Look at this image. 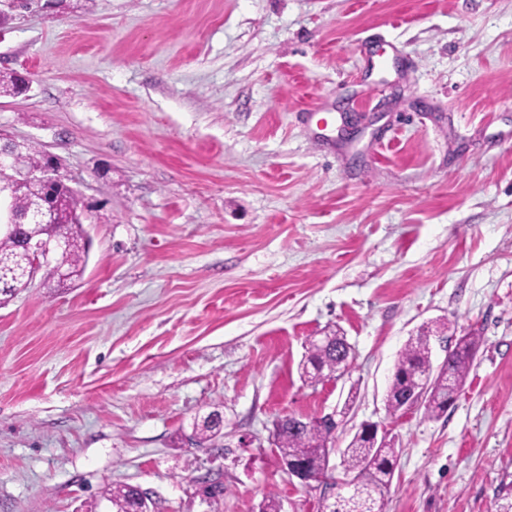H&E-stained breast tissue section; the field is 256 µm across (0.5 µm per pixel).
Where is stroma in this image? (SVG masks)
Returning a JSON list of instances; mask_svg holds the SVG:
<instances>
[{
    "mask_svg": "<svg viewBox=\"0 0 512 512\" xmlns=\"http://www.w3.org/2000/svg\"><path fill=\"white\" fill-rule=\"evenodd\" d=\"M0 129L86 207L83 277L0 299V512H317L272 442L335 414L398 451L389 512H496L512 481V0H33L0 23ZM482 345L441 417L399 353ZM352 363L315 385L311 337ZM224 417L189 442L194 422ZM226 492L205 498L203 478Z\"/></svg>",
    "mask_w": 512,
    "mask_h": 512,
    "instance_id": "1",
    "label": "stroma"
}]
</instances>
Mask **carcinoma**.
Returning a JSON list of instances; mask_svg holds the SVG:
<instances>
[{
    "mask_svg": "<svg viewBox=\"0 0 512 512\" xmlns=\"http://www.w3.org/2000/svg\"><path fill=\"white\" fill-rule=\"evenodd\" d=\"M21 79L15 74H0V95L14 96L22 91ZM18 165L37 168L45 162L44 152L34 145L27 147L16 159ZM43 194L44 206L59 210L58 224L54 227L56 235L65 240L68 249L61 252L57 263L71 274V280L82 277L87 248L85 231L82 225L83 203L67 185L53 183L36 188ZM346 337L339 331L330 330L325 339L308 341V355L300 365L304 381L316 385L340 364V347ZM482 344L481 337L467 334L459 338L454 349L448 354L445 368L433 373L428 343L420 337L411 339L401 351L388 390L392 399L387 407L388 413L395 416L402 411L399 396L423 385L431 378L433 390L423 401L424 414L438 417L449 407L448 400L453 389L466 383L473 366L475 356ZM221 417L208 419L195 429L191 443L200 446L216 437L221 425ZM334 428L327 425L309 424L298 426L290 416L282 417L280 431L276 436V448L279 455L288 460L303 459L317 470L323 472L329 446L335 441ZM397 450L391 443L382 448L370 447V438L364 433H356L342 452L344 471L359 478L357 489L319 505L318 512H388V491L394 476ZM111 503L124 512L132 505L134 489L120 485L107 492Z\"/></svg>",
    "mask_w": 512,
    "mask_h": 512,
    "instance_id": "obj_1",
    "label": "carcinoma"
}]
</instances>
